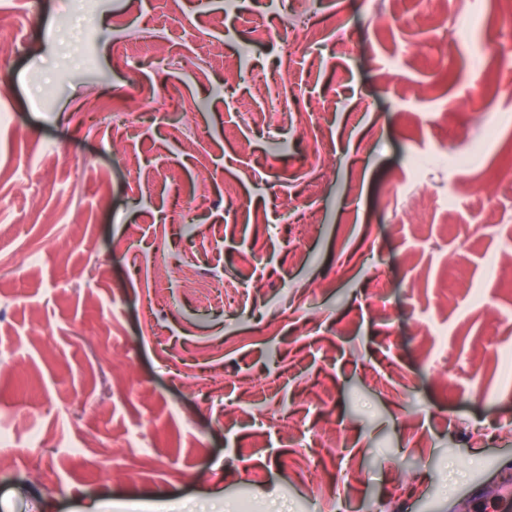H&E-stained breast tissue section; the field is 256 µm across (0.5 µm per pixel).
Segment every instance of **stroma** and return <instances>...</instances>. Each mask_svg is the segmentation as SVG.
<instances>
[{"label":"stroma","instance_id":"35a3bbf8","mask_svg":"<svg viewBox=\"0 0 512 512\" xmlns=\"http://www.w3.org/2000/svg\"><path fill=\"white\" fill-rule=\"evenodd\" d=\"M284 2L0 6V512H449L512 462V20L321 0L286 56ZM313 447L310 454L312 455V465L315 471L319 470V466L322 463L321 451H326L330 454L336 455V448L341 447L340 443L335 439V432L332 428L326 429L323 434L313 438ZM336 447V448H335ZM318 448V449H316Z\"/></svg>","mask_w":512,"mask_h":512}]
</instances>
